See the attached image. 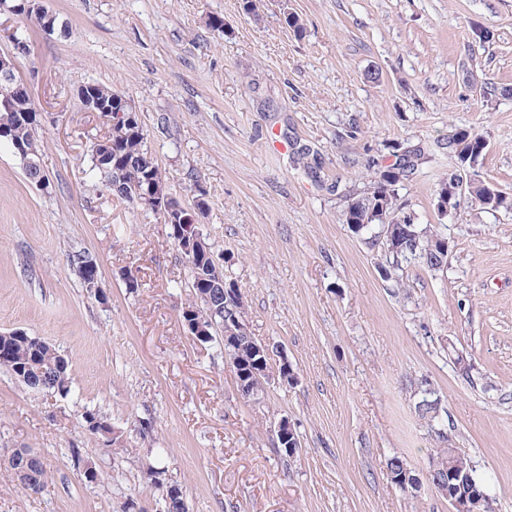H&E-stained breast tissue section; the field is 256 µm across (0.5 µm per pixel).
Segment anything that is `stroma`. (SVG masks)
<instances>
[{
    "label": "stroma",
    "instance_id": "obj_1",
    "mask_svg": "<svg viewBox=\"0 0 512 512\" xmlns=\"http://www.w3.org/2000/svg\"><path fill=\"white\" fill-rule=\"evenodd\" d=\"M40 4L54 33L0 17L46 179L0 142V332L55 346L71 384L34 391L0 368V512H165L174 484L188 512H449L430 483L403 491L386 467L398 455L426 474L441 433L495 512H512V210L465 202L444 216L434 195L460 129L488 142L478 178L512 193V0H260L255 17L242 0ZM488 82L503 95L486 100ZM86 83L130 99L170 196L187 206L205 192L203 238L294 384L274 374L242 397L223 337L188 333L191 270L168 225L91 169L111 127L80 103ZM398 149L420 155L401 201L446 238L448 263L405 265L396 282L342 214ZM76 254L96 263L99 292ZM428 391L433 427L416 410ZM90 412L115 444L90 433ZM284 417L301 441L292 457L278 448ZM17 448L47 463L41 493L13 481ZM76 450L97 481L75 470Z\"/></svg>",
    "mask_w": 512,
    "mask_h": 512
}]
</instances>
